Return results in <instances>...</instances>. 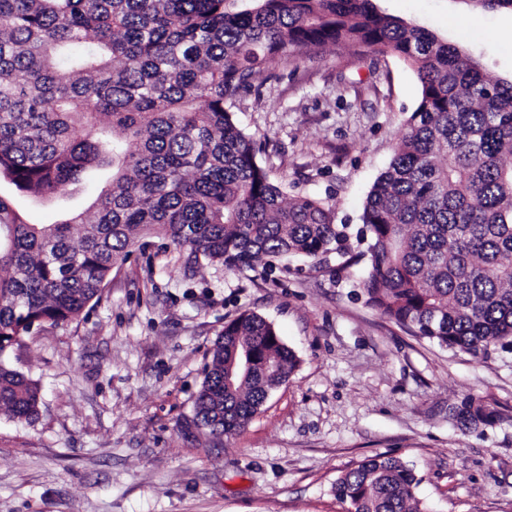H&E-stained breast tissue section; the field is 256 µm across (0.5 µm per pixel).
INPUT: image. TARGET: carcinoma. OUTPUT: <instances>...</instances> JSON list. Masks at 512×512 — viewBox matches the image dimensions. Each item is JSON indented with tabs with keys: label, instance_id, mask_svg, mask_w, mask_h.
I'll return each mask as SVG.
<instances>
[{
	"label": "carcinoma",
	"instance_id": "1",
	"mask_svg": "<svg viewBox=\"0 0 512 512\" xmlns=\"http://www.w3.org/2000/svg\"><path fill=\"white\" fill-rule=\"evenodd\" d=\"M327 45L396 55L421 85L364 204L366 303L474 357L512 347V82L372 0H0V178L65 202L109 171L87 208L53 224L24 222L0 197L1 415L33 423L41 404L4 355L35 327L77 319L147 236L227 268L346 251L333 209L273 183L232 111L271 59ZM297 363L263 317L225 322L193 424L242 430ZM450 415L499 420L471 397ZM418 484L377 455L333 491L348 512H427Z\"/></svg>",
	"mask_w": 512,
	"mask_h": 512
}]
</instances>
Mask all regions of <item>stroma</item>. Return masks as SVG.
<instances>
[{
  "mask_svg": "<svg viewBox=\"0 0 512 512\" xmlns=\"http://www.w3.org/2000/svg\"><path fill=\"white\" fill-rule=\"evenodd\" d=\"M512 81V12L449 25L460 0H373ZM415 71L353 46L277 57L235 99V118L289 196L325 201L352 253L366 251V197L416 108ZM31 224L56 204L0 181ZM151 237L115 267L101 300L34 329L7 361L38 381L34 423L0 417V512H346L332 487L361 461L412 467L431 512H512V352L475 358L414 336L370 307L366 263L329 254L271 275L189 264ZM271 322L299 365L237 434L190 427L226 321ZM470 397L501 421L464 427Z\"/></svg>",
  "mask_w": 512,
  "mask_h": 512,
  "instance_id": "obj_1",
  "label": "stroma"
}]
</instances>
